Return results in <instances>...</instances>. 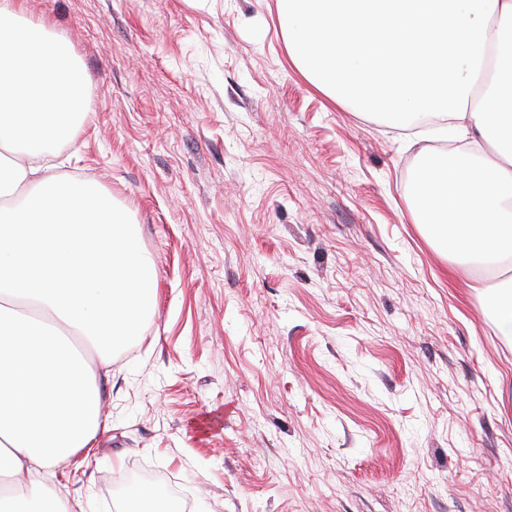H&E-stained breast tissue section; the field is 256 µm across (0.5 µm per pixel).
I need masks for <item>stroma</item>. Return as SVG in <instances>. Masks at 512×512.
<instances>
[{
	"instance_id": "35a3bbf8",
	"label": "stroma",
	"mask_w": 512,
	"mask_h": 512,
	"mask_svg": "<svg viewBox=\"0 0 512 512\" xmlns=\"http://www.w3.org/2000/svg\"><path fill=\"white\" fill-rule=\"evenodd\" d=\"M91 108L63 173L111 190L154 257L112 358L107 431L52 487L122 512H512V342L412 213L432 128L333 103L275 0H25ZM220 414L216 430L199 428ZM160 507H154L155 505ZM135 505L137 507H132ZM128 512H183L182 504L177 500H165L160 498L151 489H142L131 496Z\"/></svg>"
}]
</instances>
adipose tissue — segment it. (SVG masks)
Masks as SVG:
<instances>
[{
  "label": "adipose tissue",
  "instance_id": "obj_1",
  "mask_svg": "<svg viewBox=\"0 0 512 512\" xmlns=\"http://www.w3.org/2000/svg\"><path fill=\"white\" fill-rule=\"evenodd\" d=\"M288 60L333 102L402 126L441 118L467 152L419 167L413 213L512 341V0H277ZM90 79L70 42L0 0V512H80L50 491L109 417L103 365L139 336L155 263L92 179L58 176Z\"/></svg>",
  "mask_w": 512,
  "mask_h": 512
}]
</instances>
